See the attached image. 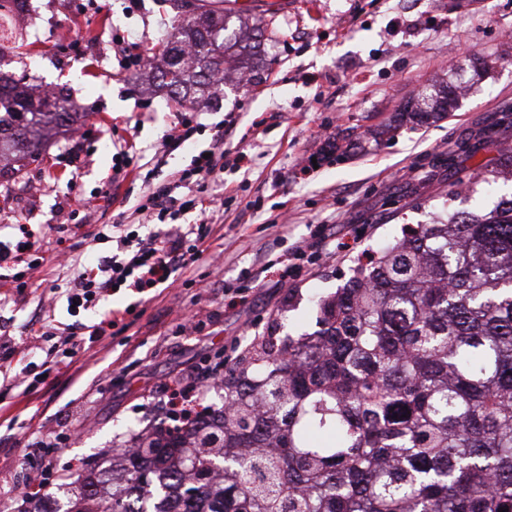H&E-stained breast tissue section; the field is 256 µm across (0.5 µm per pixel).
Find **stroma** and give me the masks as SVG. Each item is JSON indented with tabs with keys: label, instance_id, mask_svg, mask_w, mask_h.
<instances>
[{
	"label": "stroma",
	"instance_id": "stroma-1",
	"mask_svg": "<svg viewBox=\"0 0 512 512\" xmlns=\"http://www.w3.org/2000/svg\"><path fill=\"white\" fill-rule=\"evenodd\" d=\"M32 2L20 31L30 51L6 68L19 84L66 90L83 115L84 135L60 131L38 160L0 166V239H9L13 225H31L45 256L38 269L26 271L24 292L0 287V317L16 342L6 364L16 382L0 387V512H23L22 498L11 490L28 476L74 474L157 425L148 402L191 362L222 354L233 361L258 337L315 331L314 296L335 292L402 225L447 219L442 198L449 185L493 168L500 150L512 149V127L498 124L512 106V0H477L465 9L454 0H298L282 14L244 13L264 49L266 77L226 89L206 108L146 84L145 70L127 68L116 50L123 41L131 53H145L172 39L173 0ZM67 19L75 39L66 50L55 32ZM449 84L467 85L469 93L445 118L398 123L404 102ZM184 118L197 124L192 139L165 147V136ZM220 123L228 156L245 160L240 169L225 167L223 180L210 185L223 206L178 218L211 224L209 251L220 263H195L169 288L123 289L96 310L71 315L69 281L112 248L96 233L120 216L142 222L136 207L147 190L170 182L208 148ZM482 127L492 130L486 144L472 153L457 149ZM124 145L135 164L118 173L114 155ZM107 185L117 202L98 209L92 223H74L72 199ZM510 196L512 177H501L462 191L455 207L485 214ZM318 226L355 238L354 248L277 287L281 257ZM247 268L257 271L258 286L229 303L225 287L237 286ZM129 306L142 313L133 337H102L80 354L83 375L73 383L58 362V339L41 336L42 324L52 318L92 325L110 309ZM196 311L214 315L204 342L172 328ZM234 336L238 352H225ZM38 426L53 434L41 451L45 471L14 445Z\"/></svg>",
	"mask_w": 512,
	"mask_h": 512
}]
</instances>
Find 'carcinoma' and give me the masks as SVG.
Listing matches in <instances>:
<instances>
[{
  "label": "carcinoma",
  "instance_id": "carcinoma-1",
  "mask_svg": "<svg viewBox=\"0 0 512 512\" xmlns=\"http://www.w3.org/2000/svg\"><path fill=\"white\" fill-rule=\"evenodd\" d=\"M176 22L157 74L172 98L260 78V43L226 14ZM77 116L0 68V150L32 157ZM500 173L511 150L476 181ZM314 304L317 331L224 372L221 408L134 435L112 479L86 470L28 512H512V197L406 225Z\"/></svg>",
  "mask_w": 512,
  "mask_h": 512
}]
</instances>
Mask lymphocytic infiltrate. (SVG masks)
I'll return each mask as SVG.
<instances>
[{
    "instance_id": "1",
    "label": "lymphocytic infiltrate",
    "mask_w": 512,
    "mask_h": 512,
    "mask_svg": "<svg viewBox=\"0 0 512 512\" xmlns=\"http://www.w3.org/2000/svg\"><path fill=\"white\" fill-rule=\"evenodd\" d=\"M223 172L224 167L217 156L196 155L187 168L179 170L175 185L157 187L147 195L139 209L161 217H173L197 208L205 201L209 182L220 178ZM210 233L209 225L204 223H175L159 234L144 233L138 224L113 225L115 251L100 257L95 268L71 280L66 290L68 311L76 314L94 310L117 288L141 294L162 284L175 283V274L180 268L204 259ZM43 260L41 247L27 225H15L11 241H0V265L23 261L28 269L33 270ZM129 327L125 311L119 309L110 310L92 331H84L79 324L71 326L69 334L62 339L61 364L74 365L86 344L96 343L108 334L120 335ZM223 378L222 363L204 360L182 370L174 381L167 384L161 408L169 429H181L193 419L200 391Z\"/></svg>"
}]
</instances>
